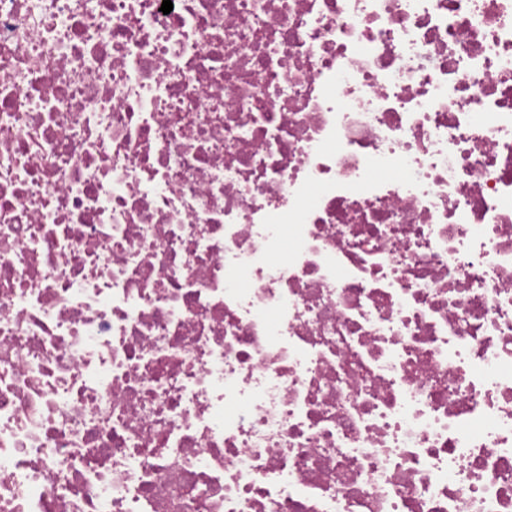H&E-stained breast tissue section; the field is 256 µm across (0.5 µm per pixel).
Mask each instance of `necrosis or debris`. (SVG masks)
<instances>
[{"label":"necrosis or debris","instance_id":"1","mask_svg":"<svg viewBox=\"0 0 512 512\" xmlns=\"http://www.w3.org/2000/svg\"><path fill=\"white\" fill-rule=\"evenodd\" d=\"M0 0V512H512V0Z\"/></svg>","mask_w":512,"mask_h":512}]
</instances>
